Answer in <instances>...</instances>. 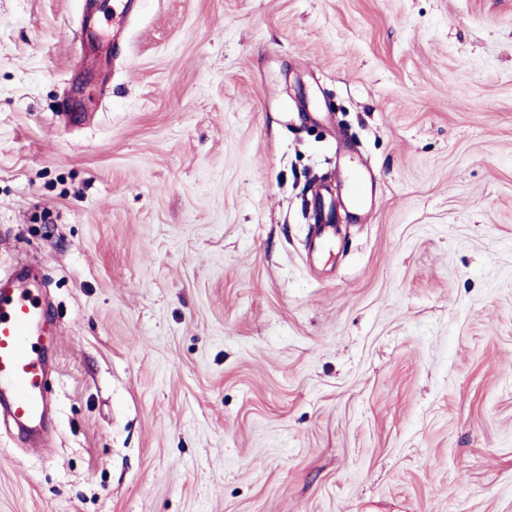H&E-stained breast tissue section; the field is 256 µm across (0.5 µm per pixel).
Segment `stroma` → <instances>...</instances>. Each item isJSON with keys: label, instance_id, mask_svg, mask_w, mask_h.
Returning a JSON list of instances; mask_svg holds the SVG:
<instances>
[{"label": "stroma", "instance_id": "obj_1", "mask_svg": "<svg viewBox=\"0 0 512 512\" xmlns=\"http://www.w3.org/2000/svg\"><path fill=\"white\" fill-rule=\"evenodd\" d=\"M112 4L0 0V512H512V0ZM340 177L345 183L349 195L355 201H361L366 197L369 184L361 172L354 169H345L340 173ZM47 311L24 282L0 288V397L18 424L31 423L41 412L42 359L34 332Z\"/></svg>", "mask_w": 512, "mask_h": 512}]
</instances>
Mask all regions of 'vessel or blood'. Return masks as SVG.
I'll list each match as a JSON object with an SVG mask.
<instances>
[{
    "instance_id": "obj_1",
    "label": "vessel or blood",
    "mask_w": 512,
    "mask_h": 512,
    "mask_svg": "<svg viewBox=\"0 0 512 512\" xmlns=\"http://www.w3.org/2000/svg\"><path fill=\"white\" fill-rule=\"evenodd\" d=\"M340 177L354 200L366 197L369 184L361 172L346 169ZM46 316L27 284L13 282L0 287V403L21 425L35 421L41 412L44 366L34 332Z\"/></svg>"
}]
</instances>
